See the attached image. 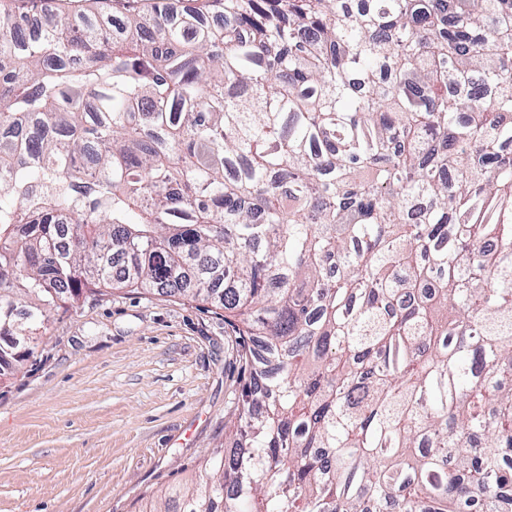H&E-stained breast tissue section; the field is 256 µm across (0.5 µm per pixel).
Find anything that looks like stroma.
<instances>
[{
    "mask_svg": "<svg viewBox=\"0 0 512 512\" xmlns=\"http://www.w3.org/2000/svg\"><path fill=\"white\" fill-rule=\"evenodd\" d=\"M223 310L112 289L51 314L0 384V512H151L224 445L244 382Z\"/></svg>",
    "mask_w": 512,
    "mask_h": 512,
    "instance_id": "35a3bbf8",
    "label": "stroma"
}]
</instances>
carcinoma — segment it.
<instances>
[{"label": "carcinoma", "mask_w": 512, "mask_h": 512, "mask_svg": "<svg viewBox=\"0 0 512 512\" xmlns=\"http://www.w3.org/2000/svg\"><path fill=\"white\" fill-rule=\"evenodd\" d=\"M132 2L0 16V379L188 296L248 380L154 512H512V0Z\"/></svg>", "instance_id": "obj_1"}]
</instances>
